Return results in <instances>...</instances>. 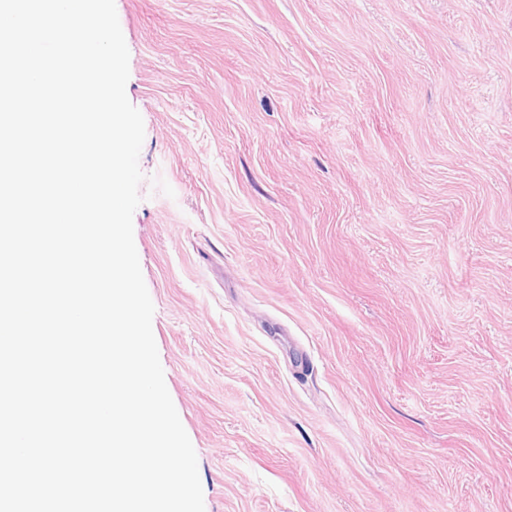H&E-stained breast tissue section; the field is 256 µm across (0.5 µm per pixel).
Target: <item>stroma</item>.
Instances as JSON below:
<instances>
[{
  "label": "stroma",
  "instance_id": "35a3bbf8",
  "mask_svg": "<svg viewBox=\"0 0 512 512\" xmlns=\"http://www.w3.org/2000/svg\"><path fill=\"white\" fill-rule=\"evenodd\" d=\"M205 512H512V0H115Z\"/></svg>",
  "mask_w": 512,
  "mask_h": 512
}]
</instances>
